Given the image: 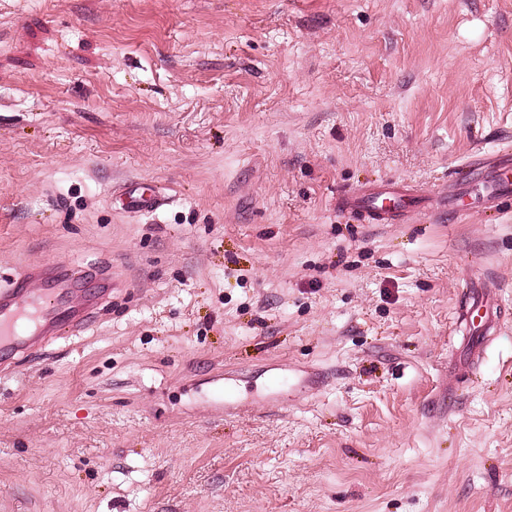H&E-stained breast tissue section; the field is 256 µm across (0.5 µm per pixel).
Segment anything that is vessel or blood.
Returning <instances> with one entry per match:
<instances>
[{"mask_svg":"<svg viewBox=\"0 0 512 512\" xmlns=\"http://www.w3.org/2000/svg\"><path fill=\"white\" fill-rule=\"evenodd\" d=\"M512 164L501 162L491 166L487 174L488 197L498 200L512 197V179L507 172ZM122 194L128 208L156 210L162 198L141 192L131 184ZM423 194L407 183L390 184L365 191L346 192L338 200V208L346 213L357 212L374 221H394L421 206ZM79 284L77 274L55 266L31 268L17 277L11 287L0 289V359L23 357L42 348L56 336L76 335L85 331L94 319V311L110 299L112 292L124 287L117 275H104L102 288L86 298L83 307L70 305L69 297ZM492 282L477 284L460 310L463 321H476L478 336L472 345L481 353L496 333L498 315L491 297Z\"/></svg>","mask_w":512,"mask_h":512,"instance_id":"b4317fda","label":"vessel or blood"}]
</instances>
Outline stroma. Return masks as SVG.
<instances>
[{
  "label": "stroma",
  "instance_id": "1",
  "mask_svg": "<svg viewBox=\"0 0 512 512\" xmlns=\"http://www.w3.org/2000/svg\"><path fill=\"white\" fill-rule=\"evenodd\" d=\"M498 151L512 0H0V288L127 282L0 376V512H512V206H336ZM425 195L408 183L390 184L365 191H348L338 200L346 213L359 212L374 221H394L419 208ZM123 199L126 201V205L130 209L137 210H157L164 204V198L157 196L147 195L145 192L140 191V187L136 184H130L122 190ZM473 288L476 289L471 292V295L465 300L464 304L460 305L459 318H462L468 324H474L472 319L474 311L483 310L478 324L475 325L479 336H477L476 341L472 344V351L474 354L477 353L478 357L484 347L487 346L491 336H494L496 333L498 315L494 312L490 301L493 294L492 288H497V286L491 281H485L476 284Z\"/></svg>",
  "mask_w": 512,
  "mask_h": 512
}]
</instances>
